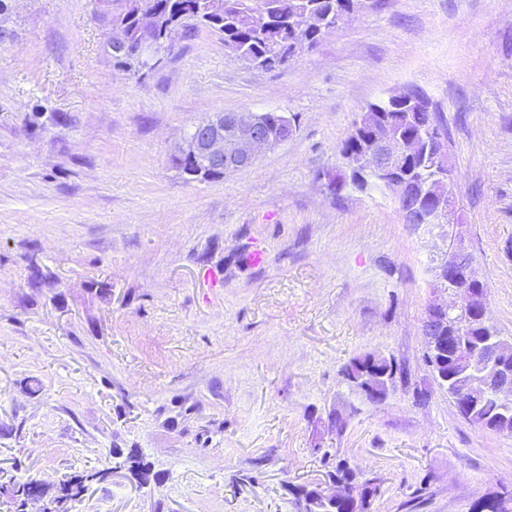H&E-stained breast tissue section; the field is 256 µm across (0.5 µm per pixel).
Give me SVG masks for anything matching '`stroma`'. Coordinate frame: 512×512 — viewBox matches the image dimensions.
<instances>
[{"instance_id":"1","label":"stroma","mask_w":512,"mask_h":512,"mask_svg":"<svg viewBox=\"0 0 512 512\" xmlns=\"http://www.w3.org/2000/svg\"><path fill=\"white\" fill-rule=\"evenodd\" d=\"M126 4L0 13V512L14 482L51 496L77 475L69 512H300L291 487L341 460L376 480L372 512H473L512 487V435L460 416L422 333L458 233L512 337V0H380L281 71L201 28L140 76L107 47ZM413 87L443 120L461 225L327 186L362 107ZM242 110L296 134L186 180V136ZM365 356L397 368L382 394L345 375Z\"/></svg>"}]
</instances>
